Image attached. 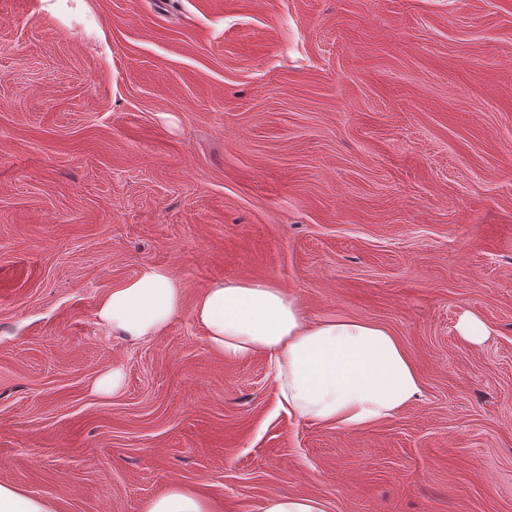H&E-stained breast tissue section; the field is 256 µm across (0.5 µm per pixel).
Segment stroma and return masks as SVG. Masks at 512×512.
Instances as JSON below:
<instances>
[{
  "mask_svg": "<svg viewBox=\"0 0 512 512\" xmlns=\"http://www.w3.org/2000/svg\"><path fill=\"white\" fill-rule=\"evenodd\" d=\"M50 2L0 0V481L56 512L172 482L218 512H512V0ZM147 266L182 305L132 341L96 311ZM224 279L383 325L421 397L288 414L272 361L191 316ZM460 336L473 344L482 343L490 334L488 324L472 312H465L457 325ZM263 512H324V509L311 497L273 495L267 498Z\"/></svg>",
  "mask_w": 512,
  "mask_h": 512,
  "instance_id": "35a3bbf8",
  "label": "stroma"
}]
</instances>
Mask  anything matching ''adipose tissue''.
<instances>
[{
    "label": "adipose tissue",
    "instance_id": "1",
    "mask_svg": "<svg viewBox=\"0 0 512 512\" xmlns=\"http://www.w3.org/2000/svg\"><path fill=\"white\" fill-rule=\"evenodd\" d=\"M181 302L172 274L149 266L112 289L97 318L129 339L151 338L164 333ZM192 317L203 327L208 347L224 359H272L280 405L316 424L370 426L422 393L413 360L387 328L352 318H312L268 280L214 282L195 300ZM143 512H216V507L174 482L148 500Z\"/></svg>",
    "mask_w": 512,
    "mask_h": 512
}]
</instances>
